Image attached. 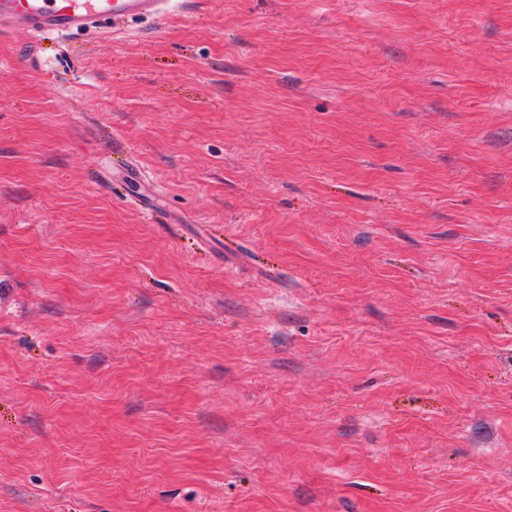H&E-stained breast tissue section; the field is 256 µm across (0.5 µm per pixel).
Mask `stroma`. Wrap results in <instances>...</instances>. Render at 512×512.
I'll use <instances>...</instances> for the list:
<instances>
[{
    "instance_id": "35a3bbf8",
    "label": "stroma",
    "mask_w": 512,
    "mask_h": 512,
    "mask_svg": "<svg viewBox=\"0 0 512 512\" xmlns=\"http://www.w3.org/2000/svg\"><path fill=\"white\" fill-rule=\"evenodd\" d=\"M0 28V512H512V0Z\"/></svg>"
}]
</instances>
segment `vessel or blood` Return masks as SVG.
Masks as SVG:
<instances>
[{
  "mask_svg": "<svg viewBox=\"0 0 512 512\" xmlns=\"http://www.w3.org/2000/svg\"><path fill=\"white\" fill-rule=\"evenodd\" d=\"M163 0H0V28H18L40 36L157 16Z\"/></svg>",
  "mask_w": 512,
  "mask_h": 512,
  "instance_id": "obj_1",
  "label": "vessel or blood"
}]
</instances>
